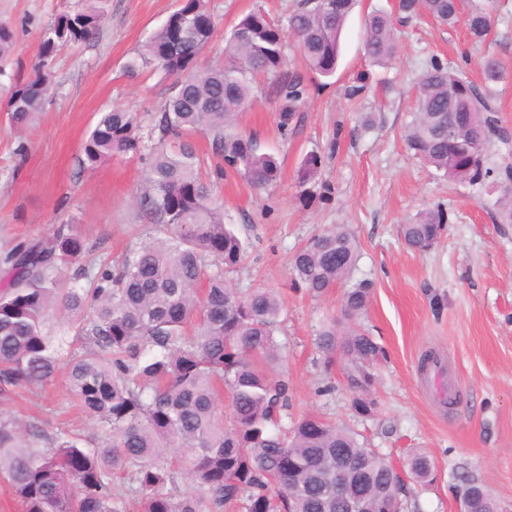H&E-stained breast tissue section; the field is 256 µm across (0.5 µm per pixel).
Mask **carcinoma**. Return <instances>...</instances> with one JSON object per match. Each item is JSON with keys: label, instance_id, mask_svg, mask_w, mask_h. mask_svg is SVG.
<instances>
[{"label": "carcinoma", "instance_id": "1", "mask_svg": "<svg viewBox=\"0 0 512 512\" xmlns=\"http://www.w3.org/2000/svg\"><path fill=\"white\" fill-rule=\"evenodd\" d=\"M106 0H83L39 35L34 74L15 86L7 104L17 130L42 112L59 47L92 40L105 15ZM354 0H300L288 25L260 9L245 14L224 38V64L204 66L203 50L217 23L206 0H181L183 21L155 30L125 65L135 75L159 68L173 78L160 117L141 135L134 113L102 112L88 131L82 163L95 167L116 154L139 155L146 174L136 198L151 219L150 241L129 248L115 266L83 262L86 241L73 224L50 238L19 246L3 258L0 276V393L42 385L66 362L69 390L92 417L99 435L65 429L47 435L39 426L0 418V477L6 479L19 512H346L336 500V458L346 461L349 492L368 509H378L404 479L357 435L319 417L282 425L288 417L290 385L269 368L282 348L276 333L285 301L274 288L241 291L224 280L245 260L244 243L224 223L217 183L224 166L256 189L279 176L277 159L258 152L255 140L234 130L253 100V79L273 77L280 101L278 129L288 136L307 86L282 72L284 49L294 38L307 68L334 76L340 36ZM465 16L475 46L492 33L491 11L469 0H398L395 14L375 10L365 17L363 50L375 65L397 53L394 20L427 16L453 27ZM483 82L434 59L417 81L409 147L449 179L492 191L512 185V166L496 178L485 166L494 140L505 141L494 106V85L505 71L493 55L480 60ZM203 134L224 165L200 171L187 137ZM501 224H512V188L497 199ZM441 205L427 207L399 225L411 250L432 248L446 230ZM357 260V241L346 224H336L297 249L288 268L293 287L314 297L342 283ZM74 264L73 280L86 288H60L59 270ZM370 286L359 283L344 295L348 325L331 322L320 333L324 367L336 356L359 392L357 414L369 417L376 402L372 368L383 347L357 318L366 309ZM59 305L72 317L70 342L48 328ZM230 398L229 421L218 408L219 393ZM408 472L429 478V457L416 452ZM192 485L179 491V482ZM455 491L469 500L468 512H493L498 502L467 477Z\"/></svg>", "mask_w": 512, "mask_h": 512}]
</instances>
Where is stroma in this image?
<instances>
[{"mask_svg": "<svg viewBox=\"0 0 512 512\" xmlns=\"http://www.w3.org/2000/svg\"><path fill=\"white\" fill-rule=\"evenodd\" d=\"M296 3L208 0L217 36L202 63L223 61L225 33L253 7L284 22ZM81 4L0 0V25L13 30L17 43L0 59V257L67 223L80 228L93 256L104 261L149 239L136 207L145 177L138 156L117 154L91 169L81 162L82 145L99 113L115 108L135 113L141 129L155 123L171 79L159 71L132 77L124 65L180 0H107L96 38L58 52L37 121L19 136L7 120V100L31 71L39 31ZM392 8L393 0H359L335 75L310 84L288 136L277 128L278 100L267 82L258 84L238 128L261 152L277 155L281 174L268 189L255 190L225 171L218 185L224 221L235 225L248 252L246 264L226 278L237 288H276L284 295V349L276 370L290 381L292 417L313 415L348 427L401 471L413 451L430 456L431 481L405 482V512H457L453 487L462 475L512 512V224L495 223L493 197L424 164L403 138L413 85L430 61L466 64L478 82L483 52L499 57L509 74L496 90L501 124L512 136V0H492L494 32L483 49L471 46L464 24L421 19L399 26V52L389 67L370 66L362 53L364 18ZM360 77L368 97L349 98ZM364 113L373 115L372 128L362 127ZM21 141L28 146L23 157L16 153ZM313 153L322 164L304 174ZM436 204L452 213V224L430 251L407 249L399 224ZM332 224L349 225L358 257L346 284L314 298L291 287L288 263L297 246ZM362 281L370 283L371 297L359 322L386 352L373 369L376 409L369 417L352 407L344 361L325 369L317 347L323 325L342 317L347 286ZM0 415L49 434L63 426L98 432L74 407L63 369L52 384L0 397Z\"/></svg>", "mask_w": 512, "mask_h": 512, "instance_id": "35a3bbf8", "label": "stroma"}]
</instances>
